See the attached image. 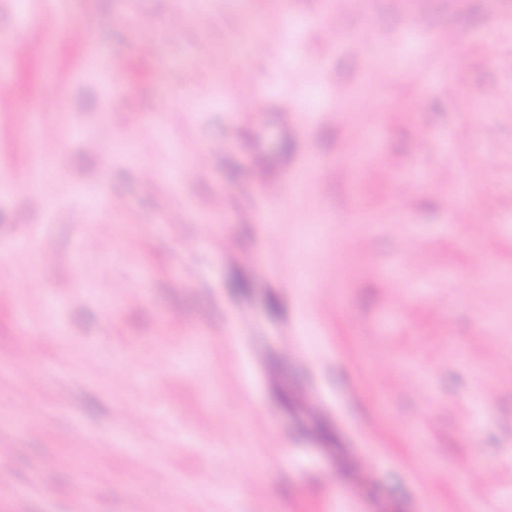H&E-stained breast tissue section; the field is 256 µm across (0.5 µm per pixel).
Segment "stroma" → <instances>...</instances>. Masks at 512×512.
Segmentation results:
<instances>
[{"instance_id":"obj_1","label":"stroma","mask_w":512,"mask_h":512,"mask_svg":"<svg viewBox=\"0 0 512 512\" xmlns=\"http://www.w3.org/2000/svg\"><path fill=\"white\" fill-rule=\"evenodd\" d=\"M30 2L0 0V51L36 45L0 97V512H512V0ZM427 52L448 64V68L461 84L464 81V73L467 66V56L456 38L448 34L443 38H433L426 43Z\"/></svg>"}]
</instances>
